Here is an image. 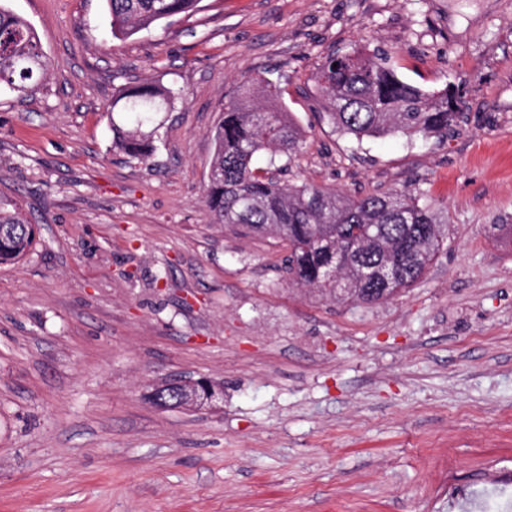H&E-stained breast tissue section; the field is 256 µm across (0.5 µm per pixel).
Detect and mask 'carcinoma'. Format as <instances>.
Returning <instances> with one entry per match:
<instances>
[{"label":"carcinoma","mask_w":512,"mask_h":512,"mask_svg":"<svg viewBox=\"0 0 512 512\" xmlns=\"http://www.w3.org/2000/svg\"><path fill=\"white\" fill-rule=\"evenodd\" d=\"M112 36H130L161 20L189 14L199 0H105ZM47 70L31 26L0 7V85L27 93ZM323 114L340 132L357 141L387 135L442 140L456 124L458 101L443 89L431 92L400 77L384 51L364 58L330 52L316 73ZM280 88L257 79V91L224 103L212 132L214 153L206 193L215 224L241 228L288 242L284 265L290 280L334 295L335 284L319 276L336 263V249L354 245L360 262L375 269L398 264L402 288L411 287L442 249L434 225L444 223L432 206L407 189L338 194L313 185L282 187L269 175L292 160L303 134L287 109L278 104ZM176 93L145 83L122 89L112 99V146L147 160L161 121ZM36 225L18 212H0V264L15 265L36 241ZM357 263L340 277L356 288H379V280L361 281ZM190 383L153 390L161 407L195 405Z\"/></svg>","instance_id":"obj_1"}]
</instances>
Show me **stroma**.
Segmentation results:
<instances>
[{"label": "stroma", "mask_w": 512, "mask_h": 512, "mask_svg": "<svg viewBox=\"0 0 512 512\" xmlns=\"http://www.w3.org/2000/svg\"><path fill=\"white\" fill-rule=\"evenodd\" d=\"M48 71L0 87V210L40 227L0 265V512H461L512 481V0H199L114 38L104 0H0ZM450 89L441 141H356L321 115L332 50ZM304 134L280 184L403 187L447 241L378 303L296 286L286 242L212 223L211 131L259 77ZM177 95L153 155L112 99ZM207 376L197 409L149 394ZM176 93L157 84L145 83L122 89L112 99V146L147 160L161 121L159 114L172 106Z\"/></svg>", "instance_id": "1"}]
</instances>
